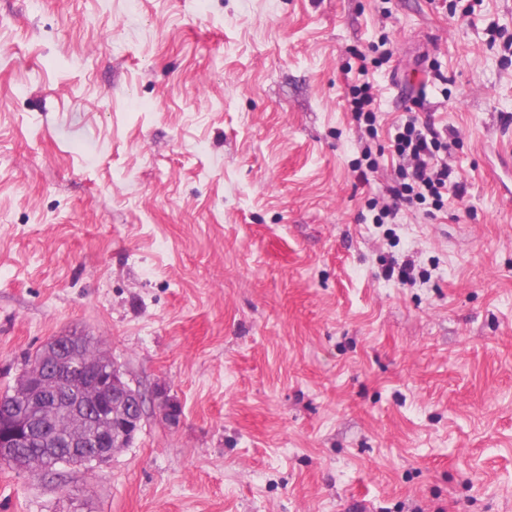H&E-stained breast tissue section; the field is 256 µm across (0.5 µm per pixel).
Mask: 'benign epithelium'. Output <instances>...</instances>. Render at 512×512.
<instances>
[{
    "instance_id": "1",
    "label": "benign epithelium",
    "mask_w": 512,
    "mask_h": 512,
    "mask_svg": "<svg viewBox=\"0 0 512 512\" xmlns=\"http://www.w3.org/2000/svg\"><path fill=\"white\" fill-rule=\"evenodd\" d=\"M73 337L55 336L49 339L42 351L31 358L13 396L28 397L43 405L56 395L58 382L65 378H77L83 390L81 415L77 420L59 431V439L75 448L85 443L87 421L96 423L94 442L103 445L99 460L132 442L142 426L145 393L131 387L123 378L118 366L102 355H97V366L89 372L80 360L72 344ZM164 417L172 424L180 421L182 409L174 399L161 393L155 395ZM30 439L29 422L4 405H0V454L12 448H20Z\"/></svg>"
}]
</instances>
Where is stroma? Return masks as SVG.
<instances>
[{
    "label": "stroma",
    "mask_w": 512,
    "mask_h": 512,
    "mask_svg": "<svg viewBox=\"0 0 512 512\" xmlns=\"http://www.w3.org/2000/svg\"><path fill=\"white\" fill-rule=\"evenodd\" d=\"M412 116L466 190L380 224ZM510 179L512 0H0V393L80 331L150 396L0 512H512ZM350 95L349 107L353 119L359 125L364 122L366 131L373 134L377 122L376 112H378L373 85L370 81L364 80L360 85L351 89Z\"/></svg>",
    "instance_id": "obj_1"
}]
</instances>
